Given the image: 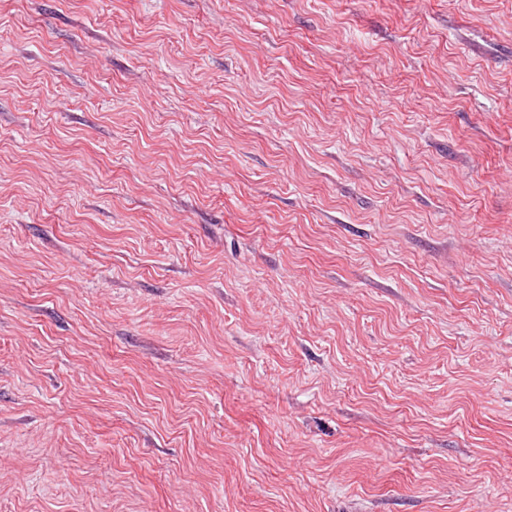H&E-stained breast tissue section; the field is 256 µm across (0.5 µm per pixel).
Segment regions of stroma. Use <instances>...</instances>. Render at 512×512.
Wrapping results in <instances>:
<instances>
[{
	"instance_id": "1",
	"label": "stroma",
	"mask_w": 512,
	"mask_h": 512,
	"mask_svg": "<svg viewBox=\"0 0 512 512\" xmlns=\"http://www.w3.org/2000/svg\"><path fill=\"white\" fill-rule=\"evenodd\" d=\"M0 512H512V0H0Z\"/></svg>"
}]
</instances>
